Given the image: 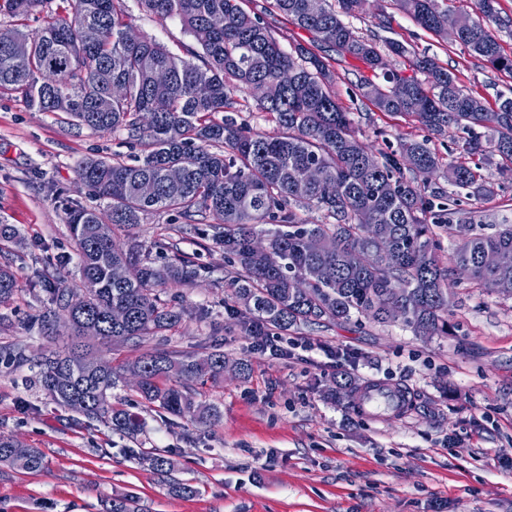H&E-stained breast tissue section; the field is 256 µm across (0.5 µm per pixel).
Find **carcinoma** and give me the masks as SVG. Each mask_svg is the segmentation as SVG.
Here are the masks:
<instances>
[{"label":"carcinoma","instance_id":"obj_1","mask_svg":"<svg viewBox=\"0 0 512 512\" xmlns=\"http://www.w3.org/2000/svg\"><path fill=\"white\" fill-rule=\"evenodd\" d=\"M159 18H177L193 34L198 48L179 57L155 39L129 43L125 0H0V13L36 16L43 25L33 33L12 30L0 41V89L20 95L38 112L67 115L74 125L94 131H124L143 146L131 164L97 159L83 162L77 177L106 204V233L99 232V212L66 205L67 223L77 245L80 285L47 288L50 305L38 316L44 332L67 318L75 329L63 350L51 349L31 359L23 346L0 350V361L34 371L33 381L57 405L106 424L130 437L142 432L140 419L112 406V390L127 372L140 376L138 391L149 404L192 423L214 425L220 412L195 399L177 380L217 382L224 377V352L201 358L151 349L119 368L102 359L83 339L95 327L100 344L116 340L140 343L171 330L181 313L161 298L170 285L195 281L188 261L156 264L134 249L113 243L149 215L175 212L188 224L211 218L212 238L236 268L233 297L246 310L244 328L255 333L272 327L287 331L300 324L349 322L367 318L379 324L402 321L417 336L448 333V279L458 265L470 267V280L493 289L512 280V223L492 233L474 215L458 219L475 233L460 243L448 265L437 255V230L461 213L453 194L493 193L479 165L442 164L426 143L400 141L397 150L377 158L351 130L349 113L331 90L326 52L361 61L382 81L360 82L363 96L382 112L415 116L443 132L453 126L466 137L460 154L487 152L512 164V97H499L498 108H472L476 97L459 85L455 74L416 54L398 40L387 50L408 61L425 79L392 69L371 39L360 36L345 17L364 0H265L263 11L276 10L312 34L321 53L279 41L244 0H139ZM424 30L442 32L437 11L457 23L456 41L497 69L512 74V58L502 55L491 24L500 21L497 0H473L472 10L450 9L448 0H392ZM67 11L62 16L60 12ZM277 87L276 97L258 100L278 133L253 132L238 121L235 93L261 85ZM439 172L452 188L432 198L402 172ZM182 171L179 182L170 169ZM324 216L306 224L296 209ZM333 222H328V219ZM261 224L265 251L257 252ZM389 244L380 253L375 239ZM486 253L499 256L494 268L483 265ZM112 266L124 280L109 276ZM19 282L0 268V306L10 302ZM121 306L126 319L107 317ZM15 440L0 436V464L28 472L45 468L38 448L14 456ZM153 472L169 479L174 469L164 454L149 457ZM104 512H138L135 497L117 495Z\"/></svg>","mask_w":512,"mask_h":512}]
</instances>
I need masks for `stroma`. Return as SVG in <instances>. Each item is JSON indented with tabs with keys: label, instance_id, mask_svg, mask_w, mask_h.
I'll use <instances>...</instances> for the list:
<instances>
[{
	"label": "stroma",
	"instance_id": "35a3bbf8",
	"mask_svg": "<svg viewBox=\"0 0 512 512\" xmlns=\"http://www.w3.org/2000/svg\"><path fill=\"white\" fill-rule=\"evenodd\" d=\"M126 6L137 34L181 57L194 45L178 19L145 12L137 0ZM349 23L361 36L398 40L434 57L487 108L512 93V74L451 36L425 31L391 0H367ZM331 70L356 137L374 154L413 138L442 161L459 160L457 130L433 133L417 118L380 111L360 96L362 62L339 58ZM139 151L126 132L79 128L65 114L29 109L18 94L0 90V222L19 231L0 242V265L20 284L10 305L0 306L1 348L19 343L39 355L51 342L33 323L48 302L42 281L79 283L64 203L100 202L79 183L78 164L127 162ZM481 173L493 196L462 193L459 207L487 214L490 233L512 214V166L486 162ZM132 236L142 256L159 264L188 260L198 277L164 293L182 312L178 327L140 344H112L104 357L117 366L151 348L198 356L223 350V380L190 384L222 419L200 426L148 407L130 378L111 402L144 421L143 433L131 439L58 407L30 385L28 368L0 366V435L45 456L39 473L0 465V512H103L107 499L122 494L135 496L142 512H512V294L474 287L459 275L450 285L447 335L419 337L400 322L323 321L273 331L282 349L275 355L254 350L228 286L224 250L207 225L153 214ZM242 362L250 368L245 377L236 370ZM343 375L406 390L413 404L356 413L333 395ZM155 452L175 460L173 479L194 486V495L171 493L150 471L147 458Z\"/></svg>",
	"mask_w": 512,
	"mask_h": 512
}]
</instances>
